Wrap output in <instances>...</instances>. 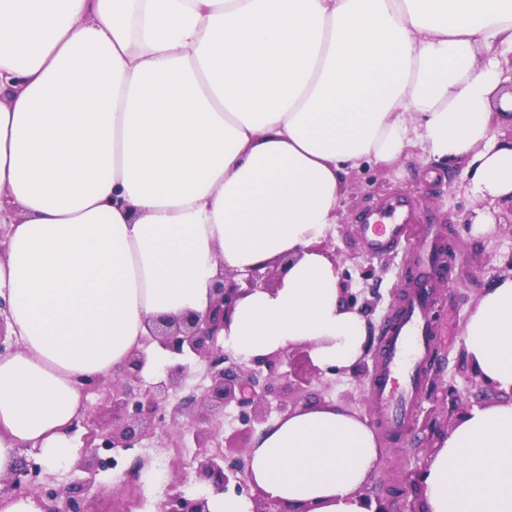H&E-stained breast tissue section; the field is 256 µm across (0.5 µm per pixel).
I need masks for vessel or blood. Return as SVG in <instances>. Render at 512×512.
<instances>
[{
	"label": "vessel or blood",
	"mask_w": 512,
	"mask_h": 512,
	"mask_svg": "<svg viewBox=\"0 0 512 512\" xmlns=\"http://www.w3.org/2000/svg\"><path fill=\"white\" fill-rule=\"evenodd\" d=\"M363 247L373 255L394 251L408 242V211L401 202L385 204L360 227ZM450 257L435 226H427L424 247L407 250L404 262L412 268L401 305L387 324L375 361L371 394L378 424L401 433L418 389L426 378L431 350V311L439 278Z\"/></svg>",
	"instance_id": "obj_1"
}]
</instances>
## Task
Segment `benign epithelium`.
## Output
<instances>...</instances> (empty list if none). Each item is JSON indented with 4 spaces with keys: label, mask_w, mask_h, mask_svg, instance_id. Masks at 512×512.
<instances>
[{
    "label": "benign epithelium",
    "mask_w": 512,
    "mask_h": 512,
    "mask_svg": "<svg viewBox=\"0 0 512 512\" xmlns=\"http://www.w3.org/2000/svg\"><path fill=\"white\" fill-rule=\"evenodd\" d=\"M288 264L282 258L275 266H258L247 270L246 276L239 272H221L210 288V304L205 313L186 312L180 316L161 317L153 320L149 327L150 340L157 342L173 355L192 354L206 362V375L210 384L199 399V403L214 410H222L232 402L242 408V424L254 430V425L265 422L268 414V397L280 399L279 409L288 410V402L280 398V387L272 376H263L261 371L245 368L234 362L231 354L219 343V334L229 321L236 302L255 288H274L279 284L280 269ZM290 370L286 376L306 381L311 374L308 359L285 353ZM145 356L133 352L122 370L113 375L112 381V430L104 435L106 448H130L138 437L149 429L165 427L162 403L168 392L180 386L186 366L175 362L166 366V379L153 386L135 400L128 385L140 378L145 367ZM248 458L239 447L227 446L213 454L203 452L197 475L209 482L215 493L225 491L230 480H241L247 474ZM104 462L94 449L83 455L77 468L88 474L86 484L94 482ZM29 468L20 467L10 476L0 479L1 492L28 495L27 476ZM44 512H95L83 499L71 492H59L52 498ZM157 512H210L208 500L187 499L175 492L158 505Z\"/></svg>",
    "instance_id": "obj_1"
}]
</instances>
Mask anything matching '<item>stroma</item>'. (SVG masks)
I'll return each instance as SVG.
<instances>
[{
  "label": "stroma",
  "mask_w": 512,
  "mask_h": 512,
  "mask_svg": "<svg viewBox=\"0 0 512 512\" xmlns=\"http://www.w3.org/2000/svg\"><path fill=\"white\" fill-rule=\"evenodd\" d=\"M420 149H412L399 162L386 168L368 167L349 172L345 178L344 208L334 234L321 248L336 262L341 275L343 298L367 318L373 340H380L385 323L398 307L406 268L401 256L376 258L365 253L358 228L364 219L390 198H400L410 208L414 226L439 225L443 244L451 256L439 282L432 310L434 338L427 379L417 398L410 428L403 434L378 431L381 456L364 491L385 498L391 507L419 502L418 476L426 467L440 436L447 434L463 413L494 402L489 386L477 375L465 349L463 329L473 304L484 288L512 273V207L479 199L459 188L461 168L445 165L439 177L429 175ZM487 232L478 234L474 223ZM375 354H368L344 370H319L310 382H281V396L290 408L333 401L372 419L370 381ZM186 376L170 390L167 412L179 421L195 419L198 426L215 427L216 443L231 440L237 447H252L254 433L245 432L241 410L228 404L213 415L197 404L209 384L206 365L198 357H184ZM84 416L74 427L75 456L86 451L88 438L112 425V386L93 384L83 389ZM106 460L93 487H85V475L74 463L51 466L39 450H24L21 458L30 469L33 496L50 500L63 489L91 503L97 512H156L167 495L179 492L189 498L211 497L210 483L200 480L199 450L192 434L173 429L155 430L130 448L100 449ZM143 468H136L137 460Z\"/></svg>",
  "instance_id": "obj_1"
}]
</instances>
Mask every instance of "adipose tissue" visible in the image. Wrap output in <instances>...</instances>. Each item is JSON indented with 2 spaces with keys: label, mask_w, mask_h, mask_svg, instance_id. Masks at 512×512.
<instances>
[{
  "label": "adipose tissue",
  "mask_w": 512,
  "mask_h": 512,
  "mask_svg": "<svg viewBox=\"0 0 512 512\" xmlns=\"http://www.w3.org/2000/svg\"><path fill=\"white\" fill-rule=\"evenodd\" d=\"M512 0H0V477L23 449L72 455L84 379L147 367L159 316L205 312L219 270L282 256L236 304L224 348L363 358L369 329L320 248L343 182L410 148L512 204ZM506 398L465 413L422 479V512H512V275L464 326ZM369 423L329 402L256 436L247 478L287 512H368Z\"/></svg>",
  "instance_id": "obj_1"
}]
</instances>
